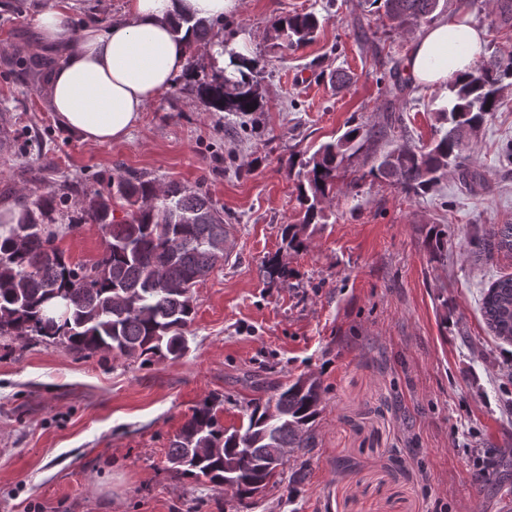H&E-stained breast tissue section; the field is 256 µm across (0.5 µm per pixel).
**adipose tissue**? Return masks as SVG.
Masks as SVG:
<instances>
[{"label": "adipose tissue", "mask_w": 512, "mask_h": 512, "mask_svg": "<svg viewBox=\"0 0 512 512\" xmlns=\"http://www.w3.org/2000/svg\"><path fill=\"white\" fill-rule=\"evenodd\" d=\"M239 0H127L109 28L74 30L65 0H51L36 18L40 44L59 50L47 88L60 124L84 141L125 140L149 102L168 89L194 48L181 21L234 12ZM485 30L463 11L435 20L414 37L406 61L412 84L446 90L482 56Z\"/></svg>", "instance_id": "ef3b65f1"}]
</instances>
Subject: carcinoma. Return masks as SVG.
<instances>
[{
    "mask_svg": "<svg viewBox=\"0 0 512 512\" xmlns=\"http://www.w3.org/2000/svg\"><path fill=\"white\" fill-rule=\"evenodd\" d=\"M370 11L384 15L398 29L420 28L434 21L447 0H364ZM490 26L512 28V0H488ZM196 41L209 42L212 25L187 19ZM320 29L313 13L276 19L273 47L298 49ZM254 60L232 53L229 63L198 92L222 112L259 109L249 72ZM512 86V48L497 49L462 79L448 81V100L437 110L441 127L425 150L394 149L376 155L372 146L394 135L395 121L375 132L360 126L322 144L299 163V200L304 209L298 224L282 230L290 247L304 246L303 236L323 217V203L361 155L373 165L367 175L392 180L414 196L428 193L438 173L450 164L462 180L479 183L482 175L465 164L468 139L478 134L503 91ZM323 172H318V169ZM122 202L118 221L113 204ZM57 210L55 197L42 194L22 205L18 222L0 236V336H31L60 344L88 359L108 353L136 358L177 359L188 349V327L195 313L193 288L204 280L229 249L224 211L210 196L180 183L164 186L142 174L120 176L112 191L85 201L74 224H99L107 234L102 256L91 264L71 265L54 245L49 228ZM432 254L448 257V230L433 225L426 235ZM473 253L490 259L512 254V224H495L472 240ZM483 320L493 336L512 343V276L492 281L483 293ZM266 402L248 405L246 424L226 428L214 406L205 401L192 410L170 441L168 463L177 475L204 478L221 490L251 498L267 488V468L276 471L286 460L270 464L274 448L317 447L315 422L323 389L318 378L303 374L289 382H272ZM509 459L498 451L481 460V474L493 478L507 470Z\"/></svg>",
    "mask_w": 512,
    "mask_h": 512,
    "instance_id": "obj_1",
    "label": "carcinoma"
}]
</instances>
